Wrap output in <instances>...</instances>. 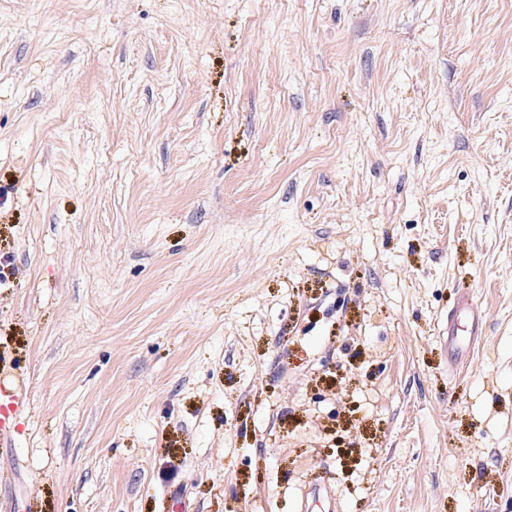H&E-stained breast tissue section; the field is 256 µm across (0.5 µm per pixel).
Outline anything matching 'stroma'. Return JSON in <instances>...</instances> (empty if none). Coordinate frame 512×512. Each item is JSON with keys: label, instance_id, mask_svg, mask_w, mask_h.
<instances>
[{"label": "stroma", "instance_id": "35a3bbf8", "mask_svg": "<svg viewBox=\"0 0 512 512\" xmlns=\"http://www.w3.org/2000/svg\"><path fill=\"white\" fill-rule=\"evenodd\" d=\"M3 256L0 508L512 512V0H0ZM485 314L470 292L458 293L448 310V345L470 353L484 336ZM28 407L26 387L20 379L0 372V445H11L19 435V420ZM311 500L309 501V496L306 494V500L302 502V510L305 512H313L315 506L321 507L324 510L327 509L328 512L338 511L339 510V499L334 494L329 492L327 488H315L310 493ZM325 504L326 507H322Z\"/></svg>", "mask_w": 512, "mask_h": 512}]
</instances>
